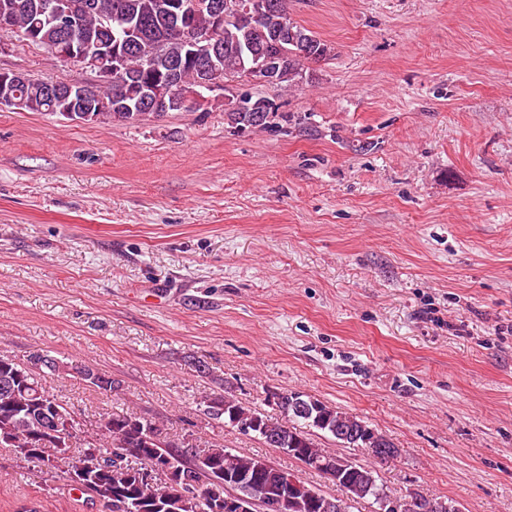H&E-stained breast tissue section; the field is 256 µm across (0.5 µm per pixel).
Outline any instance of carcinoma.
Wrapping results in <instances>:
<instances>
[{"label": "carcinoma", "instance_id": "obj_1", "mask_svg": "<svg viewBox=\"0 0 512 512\" xmlns=\"http://www.w3.org/2000/svg\"><path fill=\"white\" fill-rule=\"evenodd\" d=\"M39 0H0V14L10 13L15 34L22 36L34 25V10ZM70 15L79 19L77 37L94 46L103 39L132 38L142 42L146 51L131 53L126 64L112 70V85L97 89L96 106L101 122L130 124L153 117L155 113L136 112L130 119L115 107L131 98L133 77L142 83L161 78L172 68L180 71L181 81L195 86L201 78L196 62L211 58L221 70V77H243L244 66L255 55H280L282 61L272 85L298 87L308 80L305 64L331 56L332 48L311 31L294 22L288 13V0H271L277 25L294 35L278 44L265 41L246 25L227 20L209 48L187 53V43L176 30L178 25L204 28L210 15L200 11L183 19L173 11L172 0H61ZM61 30L47 19L40 27V46L51 49L59 40ZM25 99L28 112H49L63 115L70 102L58 95L50 98L43 81L31 77L16 86ZM253 102L263 110L226 113L227 121L237 130L259 129L274 132L289 124L294 115L280 111L275 101L257 97ZM54 371L44 367L28 354L25 365L9 356L0 355V447L8 448L23 465L33 464L66 482L71 491H78L90 504L100 503L108 512H224V497L239 493L263 501L288 495V512H321V505L330 500L315 487L283 471L269 462L239 455L219 445L203 447L191 434H184L173 443L164 425L127 412L111 411L100 420L97 430L84 434L77 427H66L71 414L50 393L42 380L72 376L102 390L112 391L119 382L112 376L88 365L75 372L78 362L54 359ZM204 411L211 418L249 434L253 433L272 444L271 437L287 439L288 455L309 468L327 475L336 487L349 495L351 501L366 500L379 506L380 500L394 505L391 512H421L428 502L451 504L419 491L396 497L378 483L376 472L349 459L318 447L309 433L295 426L274 422L262 413L244 406L236 398L220 392L204 397ZM290 421L332 435L337 442L354 448H365L379 457H394L397 448L386 435L373 429L356 415L339 411L317 402L314 417L306 419L281 408ZM56 419L63 440L76 442L79 450L42 443L39 423ZM157 433L145 439V428ZM194 450L193 456L184 449ZM294 478L288 484V478Z\"/></svg>", "mask_w": 512, "mask_h": 512}]
</instances>
